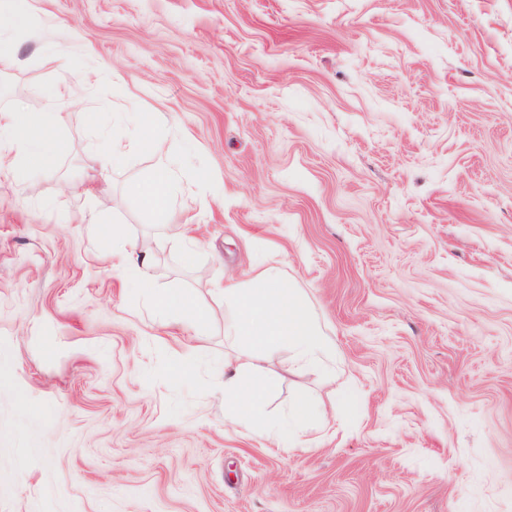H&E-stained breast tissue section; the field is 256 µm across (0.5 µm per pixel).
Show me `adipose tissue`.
<instances>
[{"instance_id": "obj_1", "label": "adipose tissue", "mask_w": 512, "mask_h": 512, "mask_svg": "<svg viewBox=\"0 0 512 512\" xmlns=\"http://www.w3.org/2000/svg\"><path fill=\"white\" fill-rule=\"evenodd\" d=\"M43 123L33 116L0 112V137L20 135L21 151L36 167L53 161ZM161 166L146 184L136 186L142 206L152 212L169 210L173 198L169 150L164 143H150ZM111 257L116 267L138 273L141 293L152 309L162 315L177 316L196 335L206 331L207 313L178 288L155 289L150 285L146 253L129 251L126 244L113 240ZM224 305L230 314L224 321V334L238 349L224 359V419L244 428L261 427L281 442H290L294 433L312 428L315 408L307 401H296L284 414L267 409L266 362L282 349H289L305 366L319 369L330 344L320 330L311 308L299 289L288 287L279 267L256 264L246 284H225Z\"/></svg>"}]
</instances>
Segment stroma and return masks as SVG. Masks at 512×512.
I'll return each instance as SVG.
<instances>
[{"label":"stroma","instance_id":"1","mask_svg":"<svg viewBox=\"0 0 512 512\" xmlns=\"http://www.w3.org/2000/svg\"><path fill=\"white\" fill-rule=\"evenodd\" d=\"M12 7L42 39L15 35L0 109L104 78L50 169L0 139V512H512V0ZM141 130L175 153L164 214ZM115 228L207 310L187 379ZM259 261L332 346L269 365V411L325 416L288 448L224 420L217 287Z\"/></svg>","mask_w":512,"mask_h":512}]
</instances>
